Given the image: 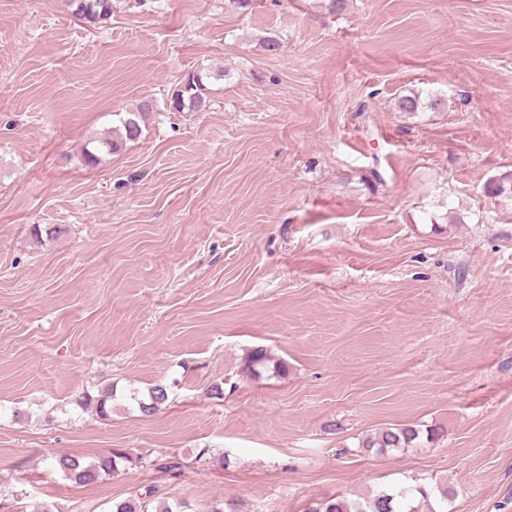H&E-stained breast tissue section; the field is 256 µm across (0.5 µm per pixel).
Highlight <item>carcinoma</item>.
<instances>
[{
	"mask_svg": "<svg viewBox=\"0 0 512 512\" xmlns=\"http://www.w3.org/2000/svg\"><path fill=\"white\" fill-rule=\"evenodd\" d=\"M72 14L87 24L98 25L112 16V0H65ZM170 112H201L208 107L203 76L192 74L187 77L180 89L172 93L164 103ZM156 109V104L145 100L138 108L124 114H117L119 126L113 128L112 134L106 137L86 141L82 149L84 163L95 166L102 153H116L128 141L139 139L143 133L142 124L145 116ZM486 193L490 196L512 194V175L501 179H493L486 185ZM270 356L263 349L250 351L244 359V372L255 374L257 368L265 365ZM170 386L158 383L140 393L133 391L127 395H117L114 387H109L98 396L89 394L82 396L79 404L94 410L96 416L107 419L111 417L116 403L120 400L129 401L145 417H150L167 405L170 399ZM445 430L440 425L394 424L378 430L361 442L367 451L379 453L389 449H408L429 443L444 436ZM128 460L125 453L114 450L102 455L95 461L86 463L82 458L71 455H57L48 458L50 469L61 473L65 478L80 484H94L112 476L117 469V461ZM448 498V488L437 486L433 489L415 483L404 486L381 489L370 496L348 498L337 496L312 503L307 512H434L429 507L430 498L434 495ZM185 505L177 502L167 503L157 495L155 487L150 486L139 495L112 505V512H184Z\"/></svg>",
	"mask_w": 512,
	"mask_h": 512,
	"instance_id": "cac0c4a2",
	"label": "carcinoma"
}]
</instances>
